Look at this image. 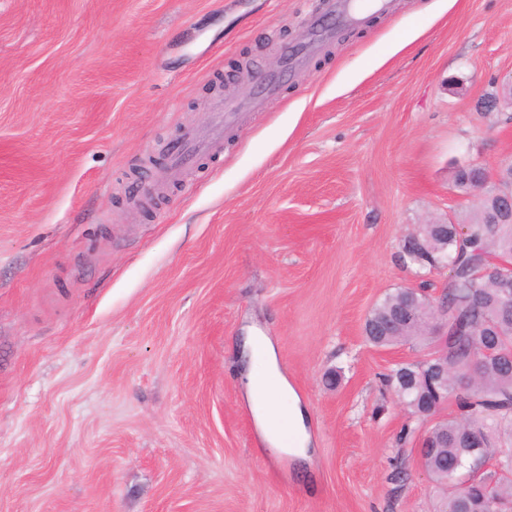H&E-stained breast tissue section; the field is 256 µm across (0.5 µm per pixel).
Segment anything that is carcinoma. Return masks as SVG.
Returning a JSON list of instances; mask_svg holds the SVG:
<instances>
[{"mask_svg": "<svg viewBox=\"0 0 512 512\" xmlns=\"http://www.w3.org/2000/svg\"><path fill=\"white\" fill-rule=\"evenodd\" d=\"M488 208L485 199L464 219L468 230L464 240L457 238L450 224L448 236L433 238L426 252L414 256L403 250L404 256L421 268H433L427 254L448 255V286L437 298L423 286L414 289L420 320L400 328L401 335L368 337L376 346L427 337L430 330L425 320L434 312V301L448 307V319L457 323L443 359L448 375L433 385L422 374L401 397L414 417L420 408L446 396L461 410L460 418L436 423L428 438L425 464L429 475L446 488L445 512H496L512 503V446L500 441L501 434L512 435V364L507 360L512 353V292H504L493 278L475 276L490 254L512 252V225L489 223ZM400 308L399 293L389 294L373 308L368 320L383 324ZM478 333L485 335L489 347L502 358L482 361L463 389L458 376L469 372L474 363ZM471 433L484 445L480 457L469 452Z\"/></svg>", "mask_w": 512, "mask_h": 512, "instance_id": "carcinoma-1", "label": "carcinoma"}]
</instances>
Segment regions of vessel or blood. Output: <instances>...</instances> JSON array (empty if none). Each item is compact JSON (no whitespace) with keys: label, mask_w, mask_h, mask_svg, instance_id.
Instances as JSON below:
<instances>
[{"label":"vessel or blood","mask_w":512,"mask_h":512,"mask_svg":"<svg viewBox=\"0 0 512 512\" xmlns=\"http://www.w3.org/2000/svg\"><path fill=\"white\" fill-rule=\"evenodd\" d=\"M323 12L308 13L302 18L304 35L298 41L286 44L282 51L283 66L280 70L258 77L250 92L254 107H262L276 97L280 85L294 74L308 57L319 51L321 46L335 37L336 27H356L363 20V9L378 13L390 10L391 0H324ZM333 15L335 26H327L324 15ZM237 118L235 108L222 106L213 114L211 126L207 132L186 131L176 149L167 156L168 167L172 172L183 171L201 155L211 152L224 138V129Z\"/></svg>","instance_id":"1"}]
</instances>
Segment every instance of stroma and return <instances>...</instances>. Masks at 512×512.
Masks as SVG:
<instances>
[{"mask_svg": "<svg viewBox=\"0 0 512 512\" xmlns=\"http://www.w3.org/2000/svg\"><path fill=\"white\" fill-rule=\"evenodd\" d=\"M316 5L0 0V512H440L429 424L386 381L432 343L363 327L396 290L441 293L405 237L476 209L458 168L512 159V112L481 107L512 80V0H393L169 177L209 84L272 71ZM257 332L306 458L237 378Z\"/></svg>", "mask_w": 512, "mask_h": 512, "instance_id": "obj_1", "label": "stroma"}]
</instances>
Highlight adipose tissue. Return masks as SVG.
Instances as JSON below:
<instances>
[{"mask_svg":"<svg viewBox=\"0 0 512 512\" xmlns=\"http://www.w3.org/2000/svg\"><path fill=\"white\" fill-rule=\"evenodd\" d=\"M248 344L255 370L246 378V394L259 420L266 441L282 448V430H289L295 454H304L309 441L305 414L286 379L281 375L272 344L260 336L250 337Z\"/></svg>","mask_w":512,"mask_h":512,"instance_id":"1","label":"adipose tissue"}]
</instances>
